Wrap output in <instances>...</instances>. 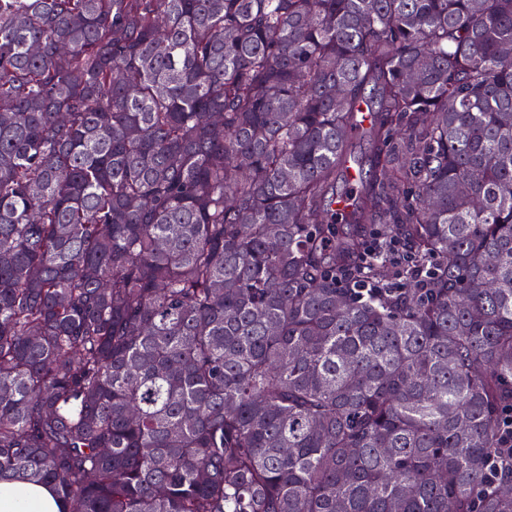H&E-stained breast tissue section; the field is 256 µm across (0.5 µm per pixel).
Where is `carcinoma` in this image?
I'll use <instances>...</instances> for the list:
<instances>
[{
	"label": "carcinoma",
	"mask_w": 512,
	"mask_h": 512,
	"mask_svg": "<svg viewBox=\"0 0 512 512\" xmlns=\"http://www.w3.org/2000/svg\"><path fill=\"white\" fill-rule=\"evenodd\" d=\"M0 481L512 512V0H0Z\"/></svg>",
	"instance_id": "obj_1"
}]
</instances>
